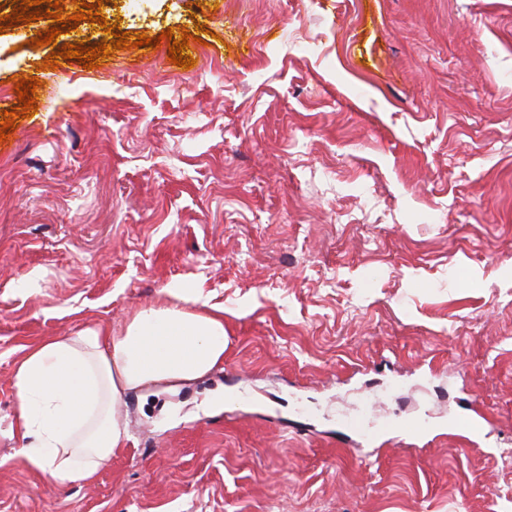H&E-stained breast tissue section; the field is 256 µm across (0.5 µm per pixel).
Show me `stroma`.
<instances>
[{"label": "stroma", "mask_w": 512, "mask_h": 512, "mask_svg": "<svg viewBox=\"0 0 512 512\" xmlns=\"http://www.w3.org/2000/svg\"><path fill=\"white\" fill-rule=\"evenodd\" d=\"M167 43L99 68L81 21L0 32L17 80L61 95L0 142V512H512V452L465 447L451 394L512 436V0H105ZM189 283L224 305L223 366L128 398L132 440L90 480L7 435L22 348L123 328ZM399 358L386 413L434 416L422 450L334 442L356 373Z\"/></svg>", "instance_id": "obj_1"}]
</instances>
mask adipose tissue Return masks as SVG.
<instances>
[{"instance_id": "obj_1", "label": "adipose tissue", "mask_w": 512, "mask_h": 512, "mask_svg": "<svg viewBox=\"0 0 512 512\" xmlns=\"http://www.w3.org/2000/svg\"><path fill=\"white\" fill-rule=\"evenodd\" d=\"M224 307L175 289L118 332L87 327L29 348L14 371L9 435L34 469L67 485L92 478L127 445L131 394L174 390L224 360Z\"/></svg>"}]
</instances>
